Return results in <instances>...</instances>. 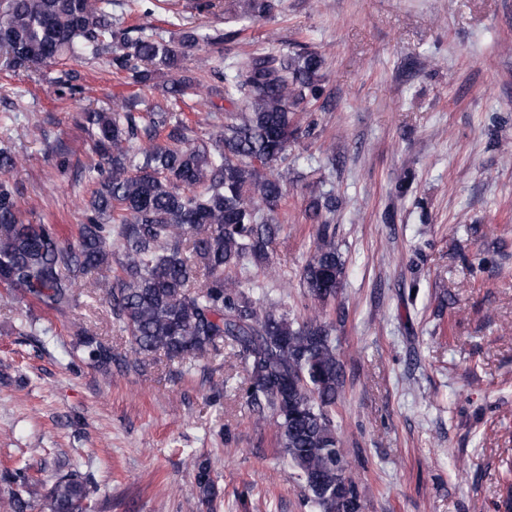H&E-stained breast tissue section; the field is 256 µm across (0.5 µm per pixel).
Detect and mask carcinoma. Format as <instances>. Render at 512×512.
<instances>
[{
	"mask_svg": "<svg viewBox=\"0 0 512 512\" xmlns=\"http://www.w3.org/2000/svg\"><path fill=\"white\" fill-rule=\"evenodd\" d=\"M108 6L109 0H0V67L110 55L116 75L145 86L156 72L180 69L198 44L193 29L176 45L152 34L132 38ZM275 8V0H246L245 14L265 19ZM323 65V55L307 48L255 51L217 73L224 101H241L244 109L225 113L224 129L208 142L189 137L188 119L173 111L198 95L184 79L167 87V110L133 112L115 98L110 112L81 113L98 161L88 168L93 189L74 243L62 241L53 224L23 222L17 188L4 178L20 158L0 149V288H20L43 309L63 312L85 279L110 273L99 287L129 348L74 324L79 347L109 374L136 370L157 353L183 363L232 347L247 374V404L258 417H271L306 499L317 512H363L336 427L344 372L327 316L343 315L336 299L344 260L330 223L335 193L312 185L305 209L318 228L302 268L311 301L302 318L253 297L242 275L250 262H268L281 230L286 190L278 169L291 144L311 134L296 112L322 97ZM193 467L199 500L209 502V465L197 460ZM3 480L9 488L0 512H28L27 473L19 468ZM89 495L80 475L60 476L41 512H87Z\"/></svg>",
	"mask_w": 512,
	"mask_h": 512,
	"instance_id": "obj_1",
	"label": "carcinoma"
}]
</instances>
